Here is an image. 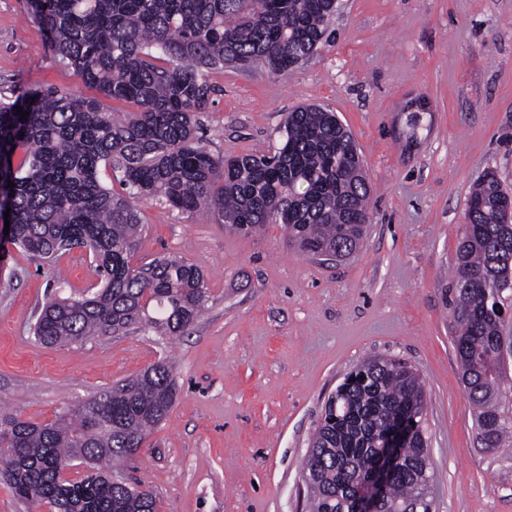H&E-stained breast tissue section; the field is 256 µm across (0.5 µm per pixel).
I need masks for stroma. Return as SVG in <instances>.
Returning a JSON list of instances; mask_svg holds the SVG:
<instances>
[{
	"instance_id": "stroma-1",
	"label": "stroma",
	"mask_w": 512,
	"mask_h": 512,
	"mask_svg": "<svg viewBox=\"0 0 512 512\" xmlns=\"http://www.w3.org/2000/svg\"><path fill=\"white\" fill-rule=\"evenodd\" d=\"M332 37L284 75L210 71L207 149L227 158L277 143L285 112L319 104L354 135L372 187L370 226L340 262L303 255L281 225L251 235L215 215L146 201L134 256L181 257L209 300L174 340L134 329L74 347L33 326L49 294L98 277L86 253L54 262L13 250L0 277V401L49 422L158 361L177 397L116 470L159 512H306L302 459L327 397L368 356L411 365L426 390L433 512H512V446L482 447L452 344L448 288L470 191L512 187V0H340ZM93 96L47 49L29 0H0V93Z\"/></svg>"
}]
</instances>
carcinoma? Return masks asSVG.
Instances as JSON below:
<instances>
[{
    "instance_id": "cac0c4a2",
    "label": "carcinoma",
    "mask_w": 512,
    "mask_h": 512,
    "mask_svg": "<svg viewBox=\"0 0 512 512\" xmlns=\"http://www.w3.org/2000/svg\"><path fill=\"white\" fill-rule=\"evenodd\" d=\"M54 56L102 96L137 106L119 117L98 98L46 87L0 102V220L10 244L45 259L92 256L99 287L48 299L34 335L67 347L145 327L185 333L209 299L204 274L163 256L132 264L140 203L162 198L185 213L209 210L224 228L253 234L281 224L298 249L341 259L369 224L371 186L352 134L316 105L284 116L280 143L226 159L198 137L197 114L215 91L208 72L261 64L284 74L327 41L334 0H31ZM29 112L21 118L16 107ZM122 173L126 192L104 186ZM14 187H9L8 182ZM10 212L5 217L4 212ZM512 192L493 172L474 185L449 293L452 343L475 409L478 439H512V381L498 359L505 293L512 292ZM174 367L161 360L98 391L47 423L0 414V479L48 512H158L150 486L112 465L135 454L175 401ZM424 386L406 362L375 357L328 397L309 441L302 481L308 512H349L391 429H407L379 512H430L432 460ZM79 465L78 480L62 477Z\"/></svg>"
}]
</instances>
